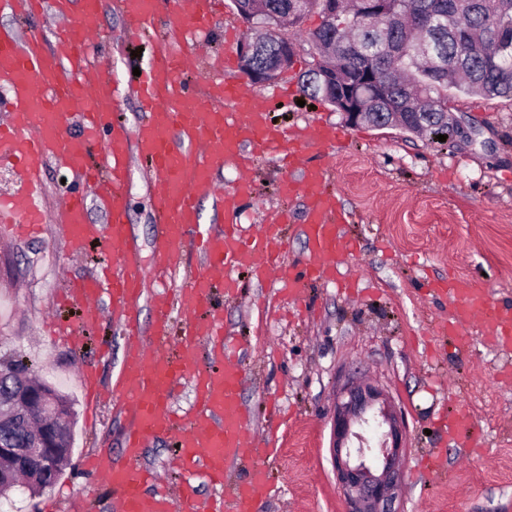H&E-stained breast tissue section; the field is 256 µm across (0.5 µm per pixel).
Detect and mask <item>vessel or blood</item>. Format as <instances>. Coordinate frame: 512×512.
Wrapping results in <instances>:
<instances>
[{"label": "vessel or blood", "mask_w": 512, "mask_h": 512, "mask_svg": "<svg viewBox=\"0 0 512 512\" xmlns=\"http://www.w3.org/2000/svg\"><path fill=\"white\" fill-rule=\"evenodd\" d=\"M42 2L0 0V14L20 15L31 24L23 39L0 29V168L15 176L12 191L0 195V237L33 239L47 225L59 224L71 251L98 240L112 255V270L104 279L75 283L82 320L96 321L97 300L105 293L127 320H134V306L144 299L154 315L151 336L129 330L112 386L114 408L126 423L121 454L102 450L87 455L80 468L104 481L111 512H253L255 500L269 489L266 463L276 450L254 447L246 432L240 399L243 375L224 360L223 315L210 305L211 288L220 281L225 294H237L230 269L253 266L261 276L293 290L300 276L323 277L333 260L349 250L341 229L347 217L337 196L322 190L327 170L321 165L306 167L302 183L287 180L282 185L284 193L305 198L301 231L309 255L302 274L292 273L274 248L287 214L246 237L237 224L243 204L254 194L251 172L257 154L281 150L292 163L297 153L331 142L336 133L309 125L287 136L269 123L243 83L216 80V72L232 65V56L203 64L194 52L184 50L188 34L211 20L216 0H120L132 31L163 27L158 48L137 83L148 119L127 132L113 122L120 101L95 57L104 0H54L61 26L49 48L36 30ZM74 120L80 125L76 134L69 131ZM131 141L150 163L158 196L151 265L158 287L152 292L145 288L139 255L127 235L125 156ZM227 163L241 173L231 192L223 191L213 177ZM51 164L93 190L108 212L107 226L87 223L82 193L69 192L58 208L47 206L45 171ZM205 199L224 209L218 230L201 228L199 206ZM195 241L206 265L192 272L184 269L182 256ZM448 293L454 307L443 332L473 321L493 346L512 350V309L497 306L466 280L455 281ZM181 303L189 316L174 342L169 322ZM204 343L221 359L219 368L198 369L196 356ZM183 379L195 390L185 413L172 405L174 387ZM173 433L178 436L175 464L191 476L175 497L142 460L150 440ZM244 462L249 465L247 479L224 494L232 468ZM202 483L212 490L209 498L199 494Z\"/></svg>", "instance_id": "obj_1"}]
</instances>
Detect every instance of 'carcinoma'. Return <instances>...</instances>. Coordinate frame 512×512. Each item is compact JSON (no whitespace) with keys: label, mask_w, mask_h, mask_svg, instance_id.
I'll return each instance as SVG.
<instances>
[{"label":"carcinoma","mask_w":512,"mask_h":512,"mask_svg":"<svg viewBox=\"0 0 512 512\" xmlns=\"http://www.w3.org/2000/svg\"><path fill=\"white\" fill-rule=\"evenodd\" d=\"M246 36L257 39L256 65L275 68L282 29L301 30L312 13L320 18L307 32L312 48L331 54L302 75L303 94L342 112L351 92L367 112L365 124L400 126L453 140L448 89L512 98V0H238ZM22 362H0V391L17 386Z\"/></svg>","instance_id":"obj_1"}]
</instances>
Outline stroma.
<instances>
[{
  "mask_svg": "<svg viewBox=\"0 0 512 512\" xmlns=\"http://www.w3.org/2000/svg\"><path fill=\"white\" fill-rule=\"evenodd\" d=\"M103 21V69L123 99L119 119L132 131L145 114L128 87L156 44L132 34L118 0H107ZM318 23L308 16L294 37L291 67L252 91L275 125L318 123L340 134L306 161L330 160L327 187L351 216L344 231L356 246L331 279L303 284L299 295L245 270L238 294L219 300L227 356L243 372L249 435L282 444L270 463L278 491L258 497L253 512H345L330 446L336 392L349 378L372 381L405 413L397 512H512V355L490 348L473 324L460 328L469 338L465 351L454 336L438 334L452 305L433 287L452 276L512 305V98L451 91L452 115L470 132L451 147L345 124L299 89V75L313 63L305 32ZM126 166L128 235L147 269L157 195L137 146L129 147ZM285 177L278 157L260 160L252 174L256 200L238 224L248 235L288 208V262L299 268L308 256L306 206L303 196L281 194ZM66 249L53 224L37 239L0 240V358L23 360L34 377L71 395L76 414L74 452L57 485L35 495L16 488L0 499L11 512H67L71 498L87 494L96 497L95 512H106L98 482L79 462L95 449L116 454L122 446L123 420L107 404L90 417L82 380L83 368L94 369L108 389L120 368L125 326L111 313V297L101 298V319L86 329L80 351L42 331L51 313L77 321L79 310L57 306V293L67 278L95 276L107 260L94 241L72 257ZM461 405L472 411L474 427L452 441L441 419Z\"/></svg>",
  "mask_w": 512,
  "mask_h": 512,
  "instance_id": "obj_1",
  "label": "stroma"
}]
</instances>
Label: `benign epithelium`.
I'll use <instances>...</instances> for the list:
<instances>
[{"instance_id":"1","label":"benign epithelium","mask_w":512,"mask_h":512,"mask_svg":"<svg viewBox=\"0 0 512 512\" xmlns=\"http://www.w3.org/2000/svg\"><path fill=\"white\" fill-rule=\"evenodd\" d=\"M42 420L25 448L0 440V492L15 486L14 476L28 475L26 488L55 486L70 448L61 439L70 422L69 404L42 387L28 385L0 397V425ZM405 423L383 391L367 382H348L337 395L333 417L332 459L346 512H396L402 490L400 457Z\"/></svg>"}]
</instances>
